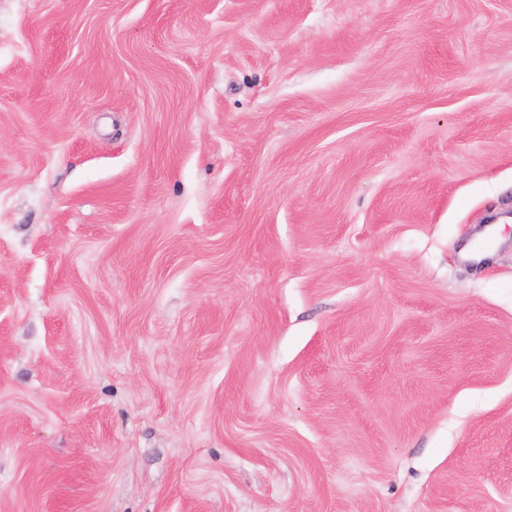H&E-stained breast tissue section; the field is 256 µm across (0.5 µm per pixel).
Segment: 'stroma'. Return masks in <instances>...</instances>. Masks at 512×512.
<instances>
[{"label": "stroma", "mask_w": 512, "mask_h": 512, "mask_svg": "<svg viewBox=\"0 0 512 512\" xmlns=\"http://www.w3.org/2000/svg\"><path fill=\"white\" fill-rule=\"evenodd\" d=\"M512 0H0V512H512Z\"/></svg>", "instance_id": "1"}]
</instances>
